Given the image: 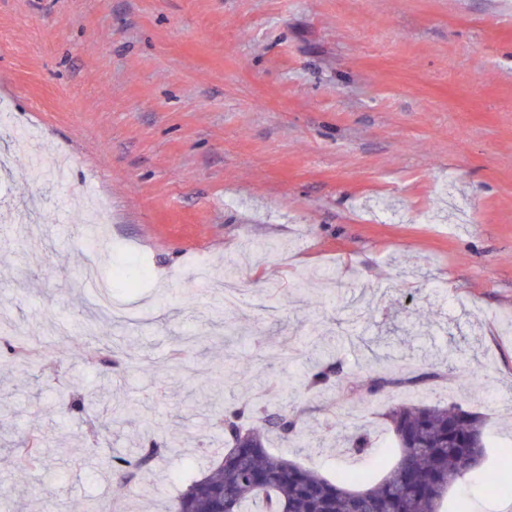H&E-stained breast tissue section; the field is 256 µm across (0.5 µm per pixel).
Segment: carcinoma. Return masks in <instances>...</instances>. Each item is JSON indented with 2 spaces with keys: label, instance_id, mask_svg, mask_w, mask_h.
<instances>
[{
  "label": "carcinoma",
  "instance_id": "carcinoma-1",
  "mask_svg": "<svg viewBox=\"0 0 512 512\" xmlns=\"http://www.w3.org/2000/svg\"><path fill=\"white\" fill-rule=\"evenodd\" d=\"M5 345L16 367L27 364V344L16 336ZM308 386L320 390L336 387L344 380L343 363L327 354L310 359ZM201 390L220 406L216 428L224 436V455L201 478L191 481L176 498L172 512H248L254 501L265 504L264 512H440L448 489L467 480L475 466L461 460L484 456V416L476 409L458 405L409 406L396 404L382 415L395 441L394 458L380 459L389 467L380 480L373 472L341 471L332 478L306 469L283 455L267 450L266 434L272 432L297 447L308 446L300 413L283 409L268 413L235 397L225 398L216 380L200 373ZM390 386L386 378H370L362 386L360 400L370 402ZM180 438L172 434L166 442L149 439L131 449L130 457L112 459L115 478L126 486L138 483ZM350 451L371 454L370 437L362 431L351 438ZM43 453L33 440L19 450L20 461L33 466ZM474 480L497 495L512 490L500 483L496 471H484Z\"/></svg>",
  "mask_w": 512,
  "mask_h": 512
}]
</instances>
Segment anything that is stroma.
Masks as SVG:
<instances>
[{"instance_id": "obj_1", "label": "stroma", "mask_w": 512, "mask_h": 512, "mask_svg": "<svg viewBox=\"0 0 512 512\" xmlns=\"http://www.w3.org/2000/svg\"><path fill=\"white\" fill-rule=\"evenodd\" d=\"M0 103V315L47 348L20 373L0 344V512H168L224 452L203 370L335 437L268 444L329 478L364 466L355 427L383 452L395 403L478 408L479 467L500 466L512 0H0ZM99 200L96 246L80 210ZM91 270L123 305L94 327ZM317 318L358 339L345 389L304 384ZM98 336L136 364L89 362ZM431 359L450 381L414 383ZM375 375L394 385L362 403ZM173 431L178 448L116 484L113 457ZM33 437L45 462L20 469Z\"/></svg>"}]
</instances>
